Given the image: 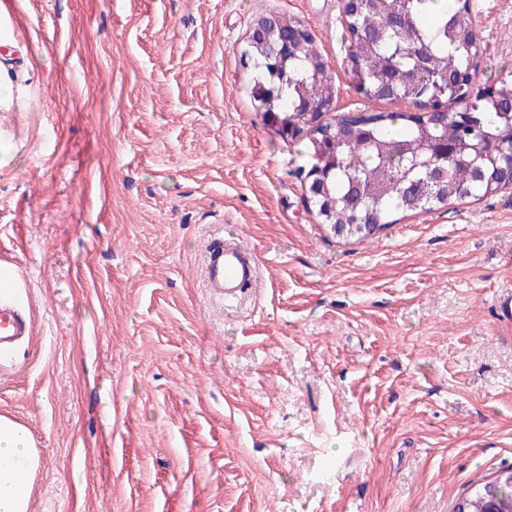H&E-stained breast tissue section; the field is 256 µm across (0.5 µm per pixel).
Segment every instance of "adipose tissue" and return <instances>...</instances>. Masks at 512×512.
Here are the masks:
<instances>
[{
	"label": "adipose tissue",
	"instance_id": "adipose-tissue-1",
	"mask_svg": "<svg viewBox=\"0 0 512 512\" xmlns=\"http://www.w3.org/2000/svg\"><path fill=\"white\" fill-rule=\"evenodd\" d=\"M39 452L26 427L0 415V512H30Z\"/></svg>",
	"mask_w": 512,
	"mask_h": 512
}]
</instances>
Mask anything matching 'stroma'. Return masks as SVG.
Instances as JSON below:
<instances>
[{
	"label": "stroma",
	"instance_id": "1",
	"mask_svg": "<svg viewBox=\"0 0 512 512\" xmlns=\"http://www.w3.org/2000/svg\"><path fill=\"white\" fill-rule=\"evenodd\" d=\"M467 3L492 83L512 0ZM272 14L340 111H390L351 84L341 0H0V268L35 324L0 414L40 453L31 512H454L512 465V191L336 238L252 97ZM223 236L258 282L220 304ZM254 252L235 239L217 240L208 249L204 279L210 294L219 300H235L244 288L257 281ZM496 321L503 326H512V291H498L492 299Z\"/></svg>",
	"mask_w": 512,
	"mask_h": 512
}]
</instances>
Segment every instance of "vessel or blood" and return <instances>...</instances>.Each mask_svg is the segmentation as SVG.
Masks as SVG:
<instances>
[{
    "label": "vessel or blood",
    "instance_id": "vessel-or-blood-1",
    "mask_svg": "<svg viewBox=\"0 0 512 512\" xmlns=\"http://www.w3.org/2000/svg\"><path fill=\"white\" fill-rule=\"evenodd\" d=\"M257 261L254 252L237 240L214 242L206 255L205 286L219 300H235L243 289L257 281ZM496 320L512 326V291L496 292L492 299ZM33 334V323L16 306L0 301V351Z\"/></svg>",
    "mask_w": 512,
    "mask_h": 512
}]
</instances>
